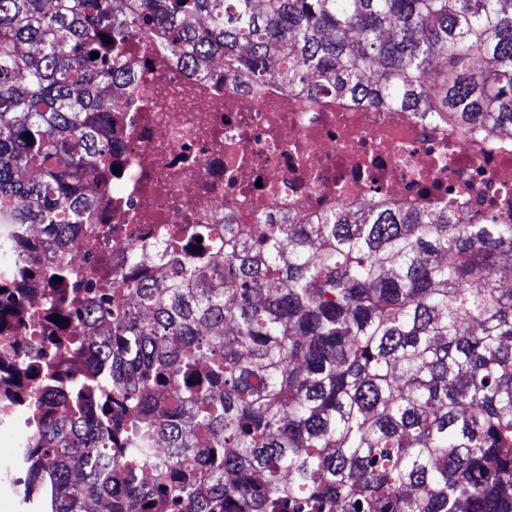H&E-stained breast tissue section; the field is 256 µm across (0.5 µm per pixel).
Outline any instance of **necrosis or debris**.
I'll use <instances>...</instances> for the list:
<instances>
[{
  "label": "necrosis or debris",
  "instance_id": "1",
  "mask_svg": "<svg viewBox=\"0 0 512 512\" xmlns=\"http://www.w3.org/2000/svg\"><path fill=\"white\" fill-rule=\"evenodd\" d=\"M129 63L141 74L123 94L112 127L121 171L112 190H85L96 207L58 261L37 225L0 238V431L20 448L42 426L36 386L69 398L86 381L83 412L102 400L90 386L85 346L93 330L56 304L65 288L93 299L100 254L121 278L157 276L162 246L202 258L188 224H254L259 218L306 222L345 204L437 208L512 217V135L467 130L413 112L374 108L331 94L303 96L248 73L227 81L221 65L185 70L146 35H135ZM136 265H128L130 252ZM55 367L54 384L44 382Z\"/></svg>",
  "mask_w": 512,
  "mask_h": 512
}]
</instances>
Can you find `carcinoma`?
Here are the masks:
<instances>
[{"label":"carcinoma","mask_w":512,"mask_h":512,"mask_svg":"<svg viewBox=\"0 0 512 512\" xmlns=\"http://www.w3.org/2000/svg\"><path fill=\"white\" fill-rule=\"evenodd\" d=\"M140 30L230 81L512 133V0H0V234L62 258L86 180L112 191ZM189 234L209 259L78 314L120 409L45 420L35 512H512V223L377 203Z\"/></svg>","instance_id":"cac0c4a2"}]
</instances>
